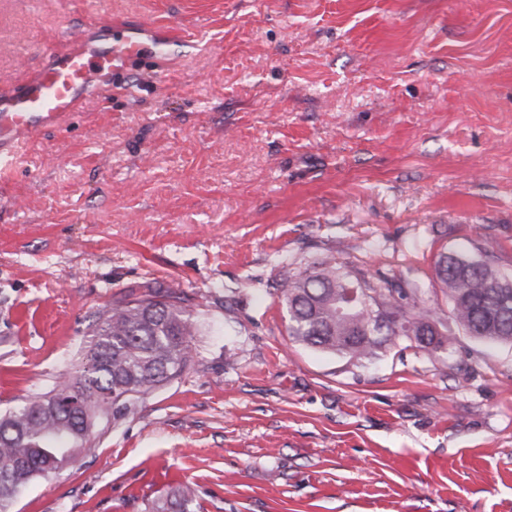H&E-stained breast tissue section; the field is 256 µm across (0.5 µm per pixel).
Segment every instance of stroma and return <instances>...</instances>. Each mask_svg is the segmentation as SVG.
Returning a JSON list of instances; mask_svg holds the SVG:
<instances>
[{"mask_svg": "<svg viewBox=\"0 0 512 512\" xmlns=\"http://www.w3.org/2000/svg\"><path fill=\"white\" fill-rule=\"evenodd\" d=\"M91 13L200 40L0 181V415L132 286L180 283L192 361L12 512H148L152 472L200 512H512V344L354 360L292 341L280 297L329 253L443 319L440 253L512 275V0H0V84Z\"/></svg>", "mask_w": 512, "mask_h": 512, "instance_id": "stroma-1", "label": "stroma"}]
</instances>
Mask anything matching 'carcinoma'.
I'll list each match as a JSON object with an SVG mask.
<instances>
[{"label":"carcinoma","mask_w":512,"mask_h":512,"mask_svg":"<svg viewBox=\"0 0 512 512\" xmlns=\"http://www.w3.org/2000/svg\"><path fill=\"white\" fill-rule=\"evenodd\" d=\"M434 272L453 329L436 318L418 289L374 288L365 276L342 270L330 253L313 270L283 280L288 336L356 360L375 355L395 336L433 352L458 332L512 344V277L488 262L448 254L439 256ZM184 302L177 287L109 302L90 326L76 373L59 376L50 391L0 417V512H10L33 480L75 463L96 427L133 413L186 371L194 326ZM196 506V490L186 485L155 500L150 512H195Z\"/></svg>","instance_id":"cac0c4a2"}]
</instances>
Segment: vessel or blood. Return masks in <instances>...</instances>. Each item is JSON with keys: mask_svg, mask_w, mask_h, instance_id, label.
Instances as JSON below:
<instances>
[{"mask_svg": "<svg viewBox=\"0 0 512 512\" xmlns=\"http://www.w3.org/2000/svg\"><path fill=\"white\" fill-rule=\"evenodd\" d=\"M112 27L103 18L69 26L63 48L46 49L44 63L22 84L0 88V174L8 159L67 123L87 98L103 94L133 56L162 53L184 39L179 28L149 24L114 40Z\"/></svg>", "mask_w": 512, "mask_h": 512, "instance_id": "vessel-or-blood-1", "label": "vessel or blood"}]
</instances>
